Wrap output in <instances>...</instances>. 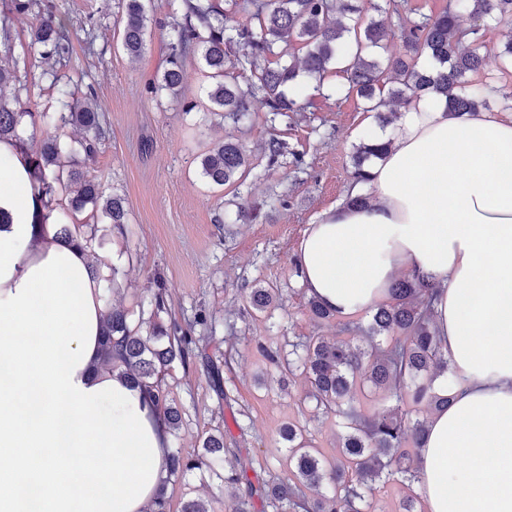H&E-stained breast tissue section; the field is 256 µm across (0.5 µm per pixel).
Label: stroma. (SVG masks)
<instances>
[{
    "label": "stroma",
    "instance_id": "stroma-1",
    "mask_svg": "<svg viewBox=\"0 0 512 512\" xmlns=\"http://www.w3.org/2000/svg\"><path fill=\"white\" fill-rule=\"evenodd\" d=\"M62 18L73 54L58 69L63 82L93 85L106 135L89 173L106 192L124 197L127 236L100 225L92 258L103 281V303L162 324L203 311L215 326L207 353L224 378V396L212 390L202 363L173 364L164 380L181 412L171 448L200 451L203 439L223 433L227 447L253 460L248 477L262 486L280 474L287 445L279 437L288 423L304 429L325 456L336 454L340 433L334 416L316 413L307 383L264 359L263 349L287 353L298 336L334 337L338 321L321 323L307 307L309 294L294 261L301 238L324 212L341 205L354 183L352 155L379 126L357 96L310 94V106L294 124L258 113L242 138L252 166L239 187L213 186L201 175L202 154L233 126L206 116L208 80L197 57L183 67V100L153 99L145 87L160 78L171 52L167 0H153L155 22L147 48L130 58L121 47L120 0H42ZM196 102L184 112V101ZM286 141L289 152L268 164L263 144ZM256 205L252 221H236L238 205ZM274 289L263 313L248 311L246 288ZM164 287L168 309L155 313L150 298ZM173 512L183 502L204 501L211 512H233L238 491L224 487L207 470L170 478Z\"/></svg>",
    "mask_w": 512,
    "mask_h": 512
}]
</instances>
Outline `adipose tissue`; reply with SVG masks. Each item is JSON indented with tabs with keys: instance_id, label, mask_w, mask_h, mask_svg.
Here are the masks:
<instances>
[{
	"instance_id": "ef3b65f1",
	"label": "adipose tissue",
	"mask_w": 512,
	"mask_h": 512,
	"mask_svg": "<svg viewBox=\"0 0 512 512\" xmlns=\"http://www.w3.org/2000/svg\"><path fill=\"white\" fill-rule=\"evenodd\" d=\"M362 208L300 240L310 295L352 316L400 274L438 286L456 372L418 454L427 512H512V114L414 102L383 135ZM29 164L0 141V512H147L168 475L167 426L105 372L102 282L80 244L39 224Z\"/></svg>"
}]
</instances>
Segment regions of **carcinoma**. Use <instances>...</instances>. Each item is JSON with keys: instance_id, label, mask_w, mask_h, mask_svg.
Returning a JSON list of instances; mask_svg holds the SVG:
<instances>
[{"instance_id": "carcinoma-1", "label": "carcinoma", "mask_w": 512, "mask_h": 512, "mask_svg": "<svg viewBox=\"0 0 512 512\" xmlns=\"http://www.w3.org/2000/svg\"><path fill=\"white\" fill-rule=\"evenodd\" d=\"M182 18L171 26L172 53L161 79L146 86L156 98L167 92L180 95L182 71L190 52L200 55L209 84L208 112L232 120L236 126L251 122L259 112L291 118L304 110L301 79L314 83L324 97L349 96L364 101L385 128L397 118L392 105H408L421 99H445L448 115L471 112L487 103L488 85L473 77L482 73L489 59L512 63V38L495 55L482 50L481 24L512 23V0H448L439 15L400 24L393 30L383 19L362 15L358 0H183ZM244 14L248 24H233ZM34 14L38 23L29 40L15 52L10 16ZM474 20L465 26L464 17ZM151 22L146 0H122L121 43L126 54L138 57L146 47ZM396 39L402 53L387 54L386 43ZM72 46L65 23L44 13L41 0H5L0 14V87L18 78L20 70L40 62L59 63L69 58ZM276 66H268L270 58ZM250 72L257 82L243 88L227 68ZM347 73L348 85L327 86L331 69ZM39 78L56 89L53 112H29L19 98L0 93V140L11 139L25 154L46 213L53 218L57 235L81 239L90 249L96 242V225L70 224L92 208L119 233L128 231L124 198L105 193L89 179L85 168L96 159L103 137L102 116L93 106L96 92L88 85L76 93L56 86L53 69ZM387 95H381L384 83ZM30 120L32 132L43 126L64 129L75 126L81 138L64 144L56 135L45 136L37 148L27 146L19 128ZM388 143L369 140L359 144L353 157L352 177L369 180L368 163L384 153ZM285 153V142L269 138L265 154L275 164ZM251 166L242 138L224 136L202 154V176L210 184L231 186ZM436 285L416 271L397 278L387 300L372 308L364 325L342 323L345 337L298 338L291 344L288 371H300L308 382V397L316 412L336 417L342 428L336 456L325 458L312 448L303 429L288 424L280 437L288 443L287 465L282 475L263 484L261 492L272 512H376L377 486L398 482L408 488L419 481L417 456L406 448H420L426 420L409 415L404 407L429 410L448 406L450 396L435 389V381L448 374V354L438 339L432 311ZM252 309L263 312L275 301L270 288L255 287L245 296ZM309 312L317 321H329L339 313L316 298ZM132 314L112 307L104 317L102 365L144 388L155 409L173 429L180 422L162 372L175 362L188 366L206 357L210 337L190 336L177 322L155 324L142 333ZM365 387L384 392L377 405L362 409L357 392ZM204 452L167 453L169 475L184 476L206 468L224 485L248 480L252 461L236 448L224 446V434H211L202 443Z\"/></svg>"}]
</instances>
